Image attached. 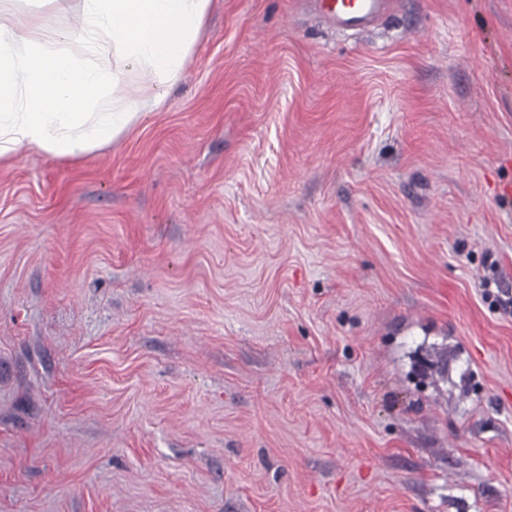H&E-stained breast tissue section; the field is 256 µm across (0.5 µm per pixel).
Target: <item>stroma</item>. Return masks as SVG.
Masks as SVG:
<instances>
[{
	"instance_id": "35a3bbf8",
	"label": "stroma",
	"mask_w": 512,
	"mask_h": 512,
	"mask_svg": "<svg viewBox=\"0 0 512 512\" xmlns=\"http://www.w3.org/2000/svg\"><path fill=\"white\" fill-rule=\"evenodd\" d=\"M165 92L0 163V512H512V0H211ZM337 28L369 27L392 10V0H315Z\"/></svg>"
}]
</instances>
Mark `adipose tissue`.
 I'll use <instances>...</instances> for the list:
<instances>
[{"mask_svg": "<svg viewBox=\"0 0 512 512\" xmlns=\"http://www.w3.org/2000/svg\"><path fill=\"white\" fill-rule=\"evenodd\" d=\"M79 21L62 33L0 16V160L21 149L80 158L116 140L149 112L186 62L210 0H80ZM146 75L122 102L100 87ZM96 109L82 112L80 100Z\"/></svg>", "mask_w": 512, "mask_h": 512, "instance_id": "adipose-tissue-1", "label": "adipose tissue"}]
</instances>
